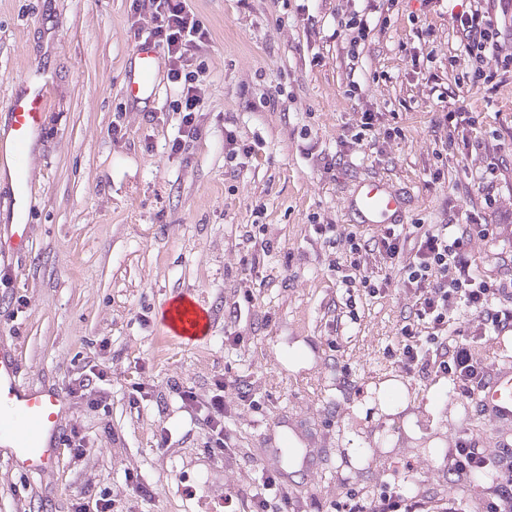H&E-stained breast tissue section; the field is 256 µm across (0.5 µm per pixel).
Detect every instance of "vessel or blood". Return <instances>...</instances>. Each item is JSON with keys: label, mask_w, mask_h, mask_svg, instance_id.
Listing matches in <instances>:
<instances>
[{"label": "vessel or blood", "mask_w": 512, "mask_h": 512, "mask_svg": "<svg viewBox=\"0 0 512 512\" xmlns=\"http://www.w3.org/2000/svg\"><path fill=\"white\" fill-rule=\"evenodd\" d=\"M159 48L146 41L137 49V66L126 90L132 97H154L159 93L156 70ZM46 88H29L19 81L0 118V158H11L8 192H0V210L8 222L0 233V258H14L29 250L33 226L29 221L31 184L28 179L30 150L38 135L47 107ZM349 207L363 227L381 228L401 223L407 205L404 195L385 179L360 183L348 199ZM209 315L194 299L176 297L171 318L165 324L169 337L190 344L200 339ZM478 400L499 420H512V371L499 373L480 389ZM64 410L61 394L50 387H33L20 380L19 367L10 357L0 356V448L8 449L10 461L38 472L59 454L60 417Z\"/></svg>", "instance_id": "vessel-or-blood-1"}]
</instances>
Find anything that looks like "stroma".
Here are the masks:
<instances>
[{"instance_id": "obj_1", "label": "stroma", "mask_w": 512, "mask_h": 512, "mask_svg": "<svg viewBox=\"0 0 512 512\" xmlns=\"http://www.w3.org/2000/svg\"><path fill=\"white\" fill-rule=\"evenodd\" d=\"M186 5L207 30L201 133L173 153L181 116L166 64L158 98L125 95L149 15L134 17L131 0H0V102L24 74L51 95L29 168L32 244L0 267V347L24 383L61 389L62 428L88 443L37 474L1 451L0 512H72L103 496L117 512H215L263 475L275 486L261 512H346L355 501L379 512L393 489L398 512H512L493 476L460 473L455 457L464 444L512 462V423L481 410L453 373L403 368L399 330L415 297L397 265L368 255L364 273L384 292L346 287L334 267L343 242L313 229L373 238L347 200L374 177L408 193L407 223H457L468 177L494 162L500 204L474 209L490 230L468 250L483 277L512 276V72L476 92L450 71L451 15L469 0H374L355 60L336 33L354 0ZM462 106L479 117L470 152L444 118ZM366 108L399 135L354 141ZM116 123L124 137L113 138ZM228 130L245 149L231 161ZM259 225L271 252L248 241ZM179 294L211 316L192 345L163 335ZM504 337L463 307L448 324L449 344L467 339L491 373L512 369ZM94 367L103 379L74 393ZM387 380L404 393L378 397ZM219 392L221 453L205 423Z\"/></svg>"}]
</instances>
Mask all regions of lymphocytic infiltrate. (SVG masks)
I'll return each mask as SVG.
<instances>
[{"mask_svg": "<svg viewBox=\"0 0 512 512\" xmlns=\"http://www.w3.org/2000/svg\"><path fill=\"white\" fill-rule=\"evenodd\" d=\"M131 8L137 14L150 12L153 22L150 35L167 52V77L181 88L179 134L169 143L171 151H181L187 141L197 139L200 134L196 122L200 72L192 64L206 31L199 19L186 9L183 0H132ZM511 19L512 0H470L469 10L454 16L453 26L469 62L468 71L462 75L468 89H484L493 84L499 73L512 71V51L504 48L506 33L511 29L507 22ZM471 236L472 228L468 225L460 236L454 237L447 225L432 224L417 231L409 255L404 252L403 231L394 224L387 225L370 247L356 233L345 237V258L337 263L336 269L346 285H358L372 294L379 292V285L361 273L367 249L402 263V285L416 296L415 320L400 329L405 340L400 362L406 369H413L420 362L414 346L419 338L446 346L448 315L458 305L481 314L492 312L494 328L512 326V308L500 311L491 308L499 297L512 295V281H489L472 270L467 251Z\"/></svg>", "mask_w": 512, "mask_h": 512, "instance_id": "f902f5d3", "label": "lymphocytic infiltrate"}]
</instances>
